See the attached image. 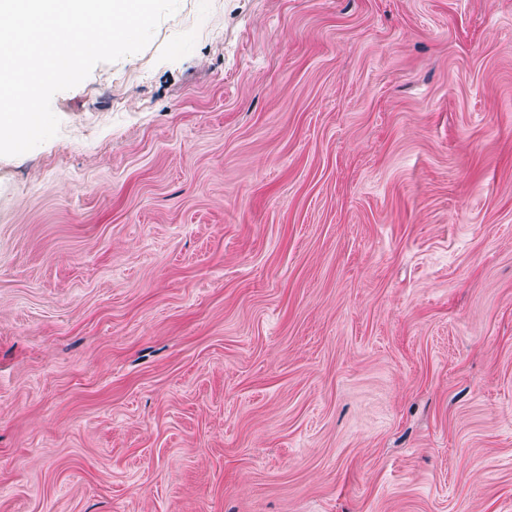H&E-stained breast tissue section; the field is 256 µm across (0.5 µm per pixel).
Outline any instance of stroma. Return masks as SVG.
I'll return each instance as SVG.
<instances>
[{
	"label": "stroma",
	"mask_w": 512,
	"mask_h": 512,
	"mask_svg": "<svg viewBox=\"0 0 512 512\" xmlns=\"http://www.w3.org/2000/svg\"><path fill=\"white\" fill-rule=\"evenodd\" d=\"M0 156V512H512V0H180Z\"/></svg>",
	"instance_id": "35a3bbf8"
}]
</instances>
